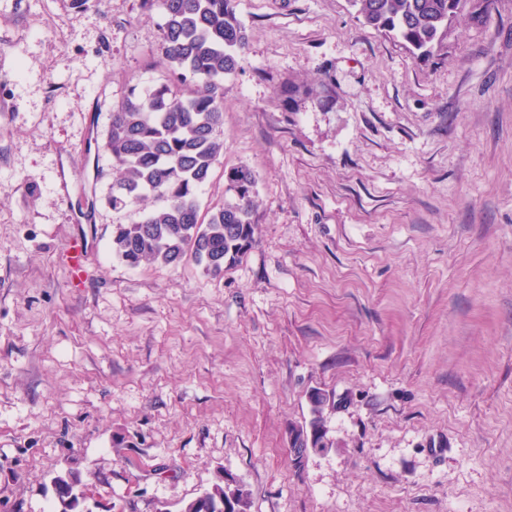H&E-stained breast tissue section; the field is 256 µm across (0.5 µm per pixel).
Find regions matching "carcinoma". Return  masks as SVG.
<instances>
[{
  "mask_svg": "<svg viewBox=\"0 0 512 512\" xmlns=\"http://www.w3.org/2000/svg\"><path fill=\"white\" fill-rule=\"evenodd\" d=\"M162 10L161 54L168 75L128 87L112 105L104 145L119 173L108 203L115 212L148 195L160 201L131 224H115L112 254L130 267L176 265L187 255L212 277L237 264L256 241L257 176L246 166L224 171V203L200 215L199 192L224 152V79L248 43L237 0H142ZM363 22L400 39L420 60L432 55L462 0H352ZM309 420L289 431L292 461L310 448H334L327 412L336 394L314 390Z\"/></svg>",
  "mask_w": 512,
  "mask_h": 512,
  "instance_id": "1",
  "label": "carcinoma"
}]
</instances>
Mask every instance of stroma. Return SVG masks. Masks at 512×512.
Returning <instances> with one entry per match:
<instances>
[{"label":"stroma","instance_id":"obj_1","mask_svg":"<svg viewBox=\"0 0 512 512\" xmlns=\"http://www.w3.org/2000/svg\"><path fill=\"white\" fill-rule=\"evenodd\" d=\"M225 169L257 242L219 278L131 268L97 153L164 79L141 0H0V512L72 473L112 512H179L229 476L248 512H512V0H464L428 61L351 0H239ZM83 238L86 287L63 253ZM335 392L337 445L292 426ZM309 405V420L292 427L289 431L292 440V461L295 466H301L304 463V459L310 451L307 448H313L312 451L319 452L315 448L336 447V439L330 436L327 426V412L336 410V394L324 390H314L309 395Z\"/></svg>","mask_w":512,"mask_h":512}]
</instances>
